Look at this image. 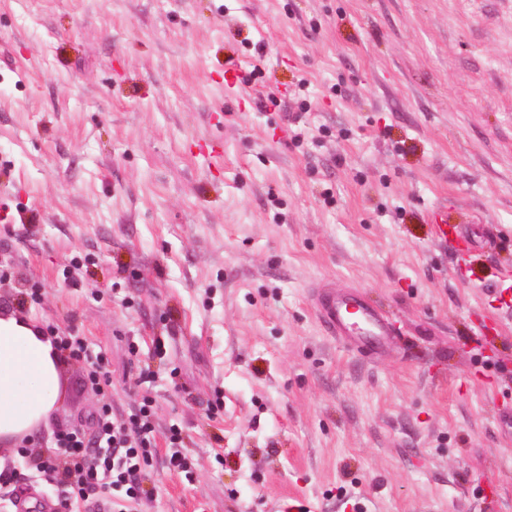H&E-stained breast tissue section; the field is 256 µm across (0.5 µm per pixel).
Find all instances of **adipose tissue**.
Listing matches in <instances>:
<instances>
[{"instance_id": "obj_1", "label": "adipose tissue", "mask_w": 512, "mask_h": 512, "mask_svg": "<svg viewBox=\"0 0 512 512\" xmlns=\"http://www.w3.org/2000/svg\"><path fill=\"white\" fill-rule=\"evenodd\" d=\"M59 351L36 323L0 313V446L37 432L60 406Z\"/></svg>"}]
</instances>
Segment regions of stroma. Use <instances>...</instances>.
<instances>
[{"instance_id": "stroma-1", "label": "stroma", "mask_w": 512, "mask_h": 512, "mask_svg": "<svg viewBox=\"0 0 512 512\" xmlns=\"http://www.w3.org/2000/svg\"><path fill=\"white\" fill-rule=\"evenodd\" d=\"M507 270L512 0H0V311L86 336L117 420L152 401L133 512H512ZM330 286L395 345L325 334ZM86 371L0 512H60Z\"/></svg>"}]
</instances>
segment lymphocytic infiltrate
Wrapping results in <instances>:
<instances>
[{"mask_svg": "<svg viewBox=\"0 0 512 512\" xmlns=\"http://www.w3.org/2000/svg\"><path fill=\"white\" fill-rule=\"evenodd\" d=\"M56 343L86 362L88 381L100 395L101 404L92 419L91 433H60L56 438L59 456L41 460L36 470L53 476L66 512H81L117 488L123 489L125 497L113 501L112 512H125V502L135 501L142 492L140 472L154 443L149 420L152 405L144 403L127 421L114 422L102 356L93 353L82 336H60Z\"/></svg>", "mask_w": 512, "mask_h": 512, "instance_id": "obj_1", "label": "lymphocytic infiltrate"}]
</instances>
